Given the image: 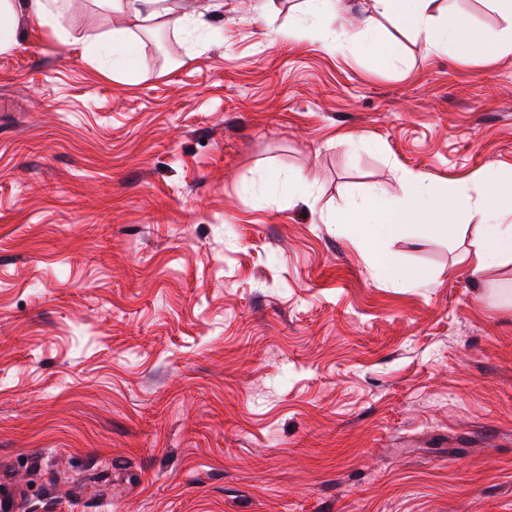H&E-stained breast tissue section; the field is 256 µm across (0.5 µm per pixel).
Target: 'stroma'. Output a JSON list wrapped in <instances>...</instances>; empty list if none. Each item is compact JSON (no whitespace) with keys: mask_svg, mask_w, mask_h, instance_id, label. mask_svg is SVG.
<instances>
[{"mask_svg":"<svg viewBox=\"0 0 512 512\" xmlns=\"http://www.w3.org/2000/svg\"><path fill=\"white\" fill-rule=\"evenodd\" d=\"M133 31L121 75L82 0L0 54V476L20 512H512V263L334 223L400 174L512 176V55L390 66L290 39L302 0ZM441 18L512 30L490 0ZM360 139L347 149L338 141Z\"/></svg>","mask_w":512,"mask_h":512,"instance_id":"obj_1","label":"stroma"}]
</instances>
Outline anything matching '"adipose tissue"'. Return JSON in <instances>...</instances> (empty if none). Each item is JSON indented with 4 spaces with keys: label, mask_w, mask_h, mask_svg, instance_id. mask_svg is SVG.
I'll use <instances>...</instances> for the list:
<instances>
[{
    "label": "adipose tissue",
    "mask_w": 512,
    "mask_h": 512,
    "mask_svg": "<svg viewBox=\"0 0 512 512\" xmlns=\"http://www.w3.org/2000/svg\"><path fill=\"white\" fill-rule=\"evenodd\" d=\"M308 12L315 18H332L336 28L325 39V48L332 53L355 50L368 55L379 65L394 63L399 57L398 46L372 30L371 18H358L352 4L337 6L336 0H305ZM78 0H0V53L17 44L18 26L26 21L50 29L59 39L70 36L64 26L66 13L76 8ZM113 14L139 26L158 24L172 12L178 0H102ZM375 13L401 18L417 38L437 52L458 57H500L512 55V31L487 43L468 25H441L439 0H371ZM481 189L478 201L464 193L455 195L436 190L428 177L407 170L401 179L406 187L404 197L390 198L369 193L347 206V223L351 224L356 240L374 249L378 272L395 280L403 275L394 269L392 259L382 247L385 239L394 236L405 224H419L426 231L455 237L459 231L454 222L456 211L475 205L481 216L480 235L468 268L474 277L502 264L512 255V179H505L496 165H488L475 175Z\"/></svg>",
    "instance_id": "adipose-tissue-1"
}]
</instances>
